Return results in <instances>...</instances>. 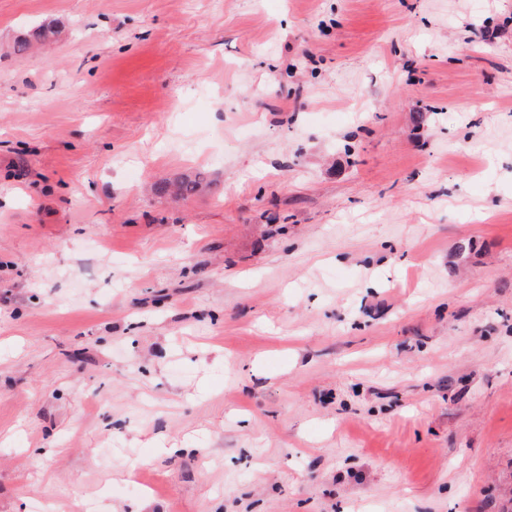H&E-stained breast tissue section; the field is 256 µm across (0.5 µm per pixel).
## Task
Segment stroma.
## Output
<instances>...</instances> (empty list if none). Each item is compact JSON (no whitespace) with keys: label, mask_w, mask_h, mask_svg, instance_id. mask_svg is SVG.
<instances>
[{"label":"stroma","mask_w":512,"mask_h":512,"mask_svg":"<svg viewBox=\"0 0 512 512\" xmlns=\"http://www.w3.org/2000/svg\"><path fill=\"white\" fill-rule=\"evenodd\" d=\"M0 512H512V0H0ZM206 185L205 177L199 173L194 176L183 177L175 183L155 185V189L157 191H171V188L174 187L177 195L189 197L201 192Z\"/></svg>","instance_id":"1"}]
</instances>
